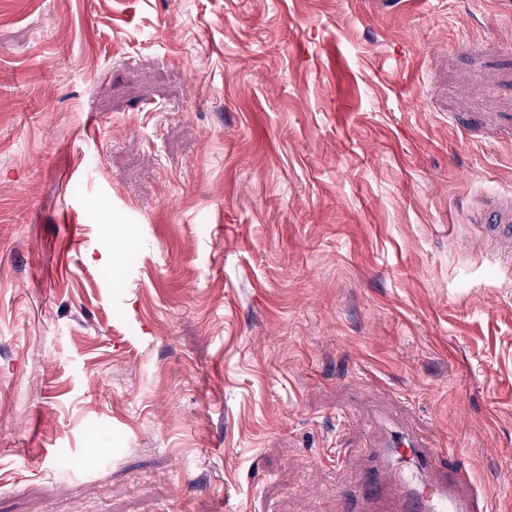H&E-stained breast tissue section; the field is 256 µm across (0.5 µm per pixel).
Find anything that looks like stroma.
<instances>
[{"label": "stroma", "instance_id": "stroma-1", "mask_svg": "<svg viewBox=\"0 0 512 512\" xmlns=\"http://www.w3.org/2000/svg\"><path fill=\"white\" fill-rule=\"evenodd\" d=\"M502 194L512 0H0V512H512ZM476 224H489L493 236L512 242V201H492L477 209L473 215ZM438 448H424L409 435L372 448L371 464L356 493L345 497L342 512L365 511L385 502L380 512H480L486 495L470 470L440 461Z\"/></svg>", "mask_w": 512, "mask_h": 512}]
</instances>
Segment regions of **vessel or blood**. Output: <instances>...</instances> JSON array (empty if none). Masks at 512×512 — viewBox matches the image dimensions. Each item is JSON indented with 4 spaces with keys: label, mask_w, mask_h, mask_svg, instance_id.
Returning a JSON list of instances; mask_svg holds the SVG:
<instances>
[{
    "label": "vessel or blood",
    "mask_w": 512,
    "mask_h": 512,
    "mask_svg": "<svg viewBox=\"0 0 512 512\" xmlns=\"http://www.w3.org/2000/svg\"><path fill=\"white\" fill-rule=\"evenodd\" d=\"M473 218L496 238L512 242V201L483 205ZM440 456L439 449L407 435L371 449V464L358 491L346 496L343 512H365L374 502L384 503L383 512H481L485 494L471 471Z\"/></svg>",
    "instance_id": "b4317fda"
}]
</instances>
